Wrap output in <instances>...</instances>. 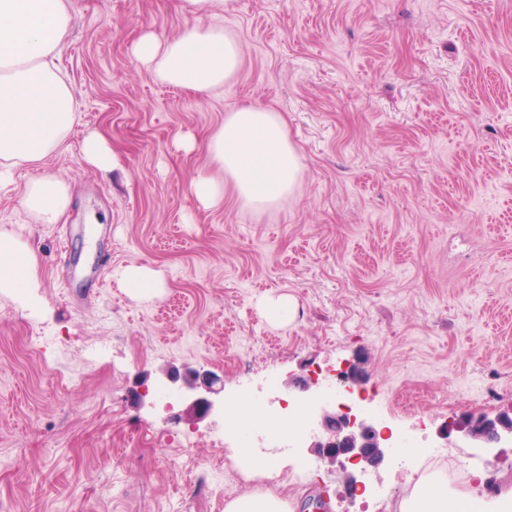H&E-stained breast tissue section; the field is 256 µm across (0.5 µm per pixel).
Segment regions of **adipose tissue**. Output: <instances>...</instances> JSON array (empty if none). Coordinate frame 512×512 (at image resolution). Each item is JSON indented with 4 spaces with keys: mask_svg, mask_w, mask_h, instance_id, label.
Masks as SVG:
<instances>
[{
    "mask_svg": "<svg viewBox=\"0 0 512 512\" xmlns=\"http://www.w3.org/2000/svg\"><path fill=\"white\" fill-rule=\"evenodd\" d=\"M228 7L229 0H181L191 22L163 40L144 33L134 45L135 58L162 83L201 93L222 88L243 58L239 41L216 23ZM71 26L70 0H0V185L11 182L18 164L37 169L20 208L38 224L60 223L70 203L67 176L45 166L76 121L75 91L56 65ZM204 149L211 171L198 175L191 190L206 208L223 205L228 191L249 208H270L288 198L301 178L285 118L261 104L226 112ZM34 259L27 242L0 231V295L36 307ZM230 459L266 485L228 500L224 512H295V504L269 484L277 463L248 457L238 448ZM399 510L512 512V483L475 500L466 491L449 489L447 474L435 471L419 479Z\"/></svg>",
    "mask_w": 512,
    "mask_h": 512,
    "instance_id": "obj_1",
    "label": "adipose tissue"
}]
</instances>
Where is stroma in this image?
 Returning a JSON list of instances; mask_svg holds the SVG:
<instances>
[{
	"mask_svg": "<svg viewBox=\"0 0 512 512\" xmlns=\"http://www.w3.org/2000/svg\"><path fill=\"white\" fill-rule=\"evenodd\" d=\"M71 2L58 65L78 120L46 165L71 205L30 223L33 168L0 187V230L32 245L38 281L36 308L0 296V512H224L256 488L224 459L223 414L139 399L171 370L212 371L230 405L267 394L265 370L285 393L314 372L331 387L353 363L364 407L443 449L452 487L475 453L512 481V433L482 448L448 429L512 413V0H232L218 23L243 61L218 95L163 84L133 56L142 33L186 23L179 0ZM250 103L285 117L300 185L260 212L230 192L204 208L202 143ZM89 130L118 155L112 176L85 164ZM131 265L160 274L159 298L126 294ZM278 296L293 323L262 314ZM421 387L434 400L395 410ZM287 458L277 490L305 512H398L435 466L389 453L353 499L309 440ZM263 310L267 320L276 326L293 322L297 315L295 301L286 296L268 299L264 304Z\"/></svg>",
	"mask_w": 512,
	"mask_h": 512,
	"instance_id": "1",
	"label": "stroma"
}]
</instances>
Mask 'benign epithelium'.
Instances as JSON below:
<instances>
[{"label": "benign epithelium", "mask_w": 512, "mask_h": 512, "mask_svg": "<svg viewBox=\"0 0 512 512\" xmlns=\"http://www.w3.org/2000/svg\"><path fill=\"white\" fill-rule=\"evenodd\" d=\"M167 382L179 400L190 402V408L202 415L215 407L217 397L223 391V387L217 386L218 379L209 371L191 370L182 376L171 373L167 375ZM321 427L324 437L315 441L313 447L321 457L345 471L346 489L349 492L359 491L361 484L354 473L347 470L346 464H351L355 469L375 467L383 461L388 448L372 424L359 421L346 411L323 410ZM511 428L512 417L507 414L494 418L480 415L460 424L448 423V431L462 432L485 444L498 440L500 431Z\"/></svg>", "instance_id": "1"}]
</instances>
